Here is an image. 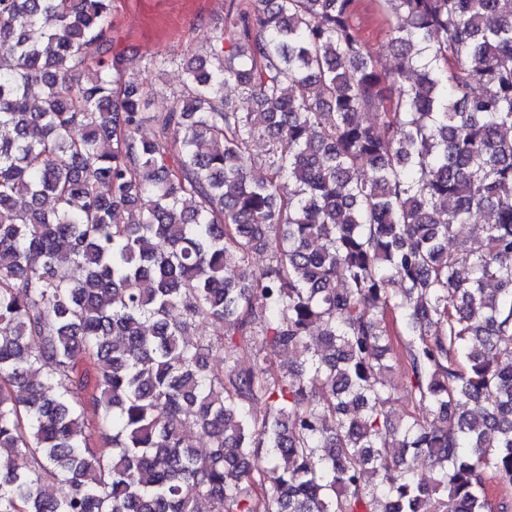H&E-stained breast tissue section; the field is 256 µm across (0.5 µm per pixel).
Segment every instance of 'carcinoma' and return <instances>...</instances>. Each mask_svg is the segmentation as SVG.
<instances>
[{
  "instance_id": "cac0c4a2",
  "label": "carcinoma",
  "mask_w": 512,
  "mask_h": 512,
  "mask_svg": "<svg viewBox=\"0 0 512 512\" xmlns=\"http://www.w3.org/2000/svg\"><path fill=\"white\" fill-rule=\"evenodd\" d=\"M257 3L152 113L112 0H0V512H512V0H381L392 66ZM399 369L395 367L390 381L392 398L387 409L395 416L399 417L402 413L411 410L412 404L407 397L405 383Z\"/></svg>"
}]
</instances>
